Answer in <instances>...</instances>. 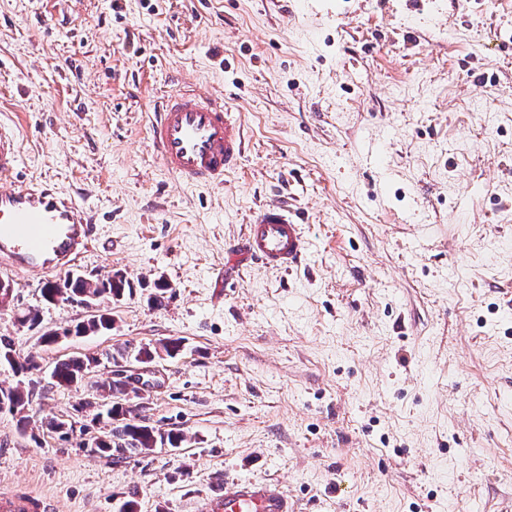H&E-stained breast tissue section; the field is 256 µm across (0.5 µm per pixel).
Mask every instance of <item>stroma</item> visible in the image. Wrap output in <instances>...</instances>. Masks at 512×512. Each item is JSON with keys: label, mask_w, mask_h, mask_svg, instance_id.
Instances as JSON below:
<instances>
[{"label": "stroma", "mask_w": 512, "mask_h": 512, "mask_svg": "<svg viewBox=\"0 0 512 512\" xmlns=\"http://www.w3.org/2000/svg\"><path fill=\"white\" fill-rule=\"evenodd\" d=\"M186 85L241 114L223 186L153 154L148 114ZM0 121L19 181L99 227L75 273L132 284L99 302L111 330L66 337L90 309L13 282L0 336L44 376L26 430L0 411V485L57 512H198L237 479L278 480L293 512H512V0H0ZM270 204L310 238L297 271L239 250ZM117 381L180 447L81 448ZM97 362V358H69L66 360H63L59 363H57L52 372H51V379L52 384L63 387V386H69L71 383H73L76 379H78L80 373L82 370V379L85 377L87 372L85 369H87L88 366H91V364H94Z\"/></svg>", "instance_id": "35a3bbf8"}]
</instances>
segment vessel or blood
I'll return each mask as SVG.
<instances>
[{
  "instance_id": "b4317fda",
  "label": "vessel or blood",
  "mask_w": 512,
  "mask_h": 512,
  "mask_svg": "<svg viewBox=\"0 0 512 512\" xmlns=\"http://www.w3.org/2000/svg\"><path fill=\"white\" fill-rule=\"evenodd\" d=\"M150 140L161 167L186 187L223 184L244 151L245 129L223 98L179 89L154 112ZM19 141L0 125V263L45 285L75 265L96 237V226L74 194L48 183L18 184ZM244 247L264 267L288 272L307 257L303 225L268 206L247 227ZM0 512H56L50 500L13 488L0 490ZM199 512H292L274 483L233 481Z\"/></svg>"
}]
</instances>
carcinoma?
<instances>
[{
    "instance_id": "obj_1",
    "label": "carcinoma",
    "mask_w": 512,
    "mask_h": 512,
    "mask_svg": "<svg viewBox=\"0 0 512 512\" xmlns=\"http://www.w3.org/2000/svg\"><path fill=\"white\" fill-rule=\"evenodd\" d=\"M128 287L129 283L123 278L114 279L106 275L90 280L76 275L45 286L41 289V295L50 303L59 299L79 303L89 296L98 299L107 294L112 298H119ZM110 327H112V318L105 314H97L77 324L72 330H64L63 335L82 336L108 330ZM96 362L97 359L93 357L85 360L76 357L57 363L51 372L53 384L59 387L70 385L78 379L81 371ZM0 363H6L15 371L30 377L40 372V365L31 359L23 363L15 360L10 341L2 337H0ZM0 395L3 396L0 407L4 405L10 411L13 409L20 411L29 402V395L25 394L20 387L0 388ZM107 418L110 422V430L105 433L104 441L97 447L88 449V452L100 457L123 459L148 451L159 444L177 448L184 441V436L179 432L164 431L155 426L142 424L136 409L127 403H113L107 411Z\"/></svg>"
}]
</instances>
